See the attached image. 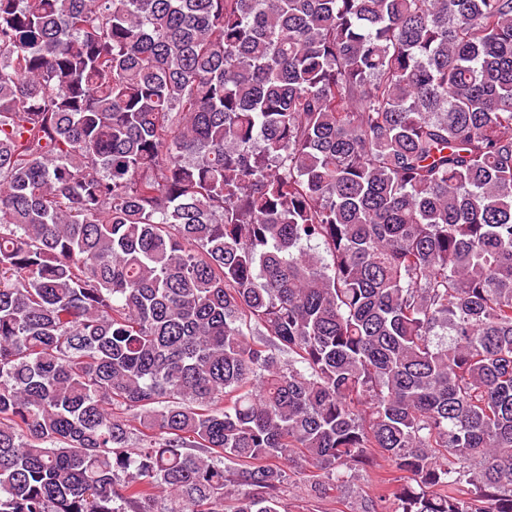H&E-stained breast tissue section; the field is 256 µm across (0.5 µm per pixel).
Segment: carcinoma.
Returning a JSON list of instances; mask_svg holds the SVG:
<instances>
[{
    "label": "carcinoma",
    "mask_w": 512,
    "mask_h": 512,
    "mask_svg": "<svg viewBox=\"0 0 512 512\" xmlns=\"http://www.w3.org/2000/svg\"><path fill=\"white\" fill-rule=\"evenodd\" d=\"M512 512V0H0V512ZM358 478L353 483L330 485L324 494L316 497L303 475L288 469V480L280 489V496L289 512H361L366 501L374 497L378 475L393 478L386 460L375 454L372 462L358 466Z\"/></svg>",
    "instance_id": "carcinoma-1"
}]
</instances>
